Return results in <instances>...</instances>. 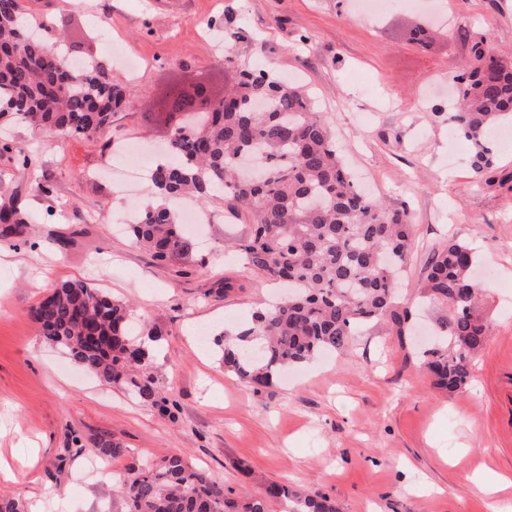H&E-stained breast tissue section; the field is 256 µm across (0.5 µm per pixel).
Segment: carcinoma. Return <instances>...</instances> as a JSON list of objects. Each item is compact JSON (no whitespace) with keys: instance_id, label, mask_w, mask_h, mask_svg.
I'll list each match as a JSON object with an SVG mask.
<instances>
[{"instance_id":"carcinoma-1","label":"carcinoma","mask_w":512,"mask_h":512,"mask_svg":"<svg viewBox=\"0 0 512 512\" xmlns=\"http://www.w3.org/2000/svg\"><path fill=\"white\" fill-rule=\"evenodd\" d=\"M457 77V110L448 122L470 142L476 175L491 182L492 130L512 124V61L474 47ZM172 107L184 120L170 140L171 159L151 173L157 203L130 229L158 260L187 256L193 244L179 224L176 203L218 192L252 219L234 244L245 264L291 292L256 311L251 322L224 331V370L255 391L279 373L323 353L347 349L357 329L385 321L406 334L409 312L396 306V284L409 260L414 228L407 211L366 193L336 150L330 126L302 86L263 71L242 70L210 112L199 96L175 86ZM127 107L109 69L75 66L34 34L18 0H0V116L26 120L46 134L96 137ZM475 248L448 240L423 269L420 296L447 309L441 341L422 352V364L441 389H463L470 358L492 332L477 308L486 292L474 278ZM44 340L65 350L82 369L138 399L156 403L149 352L131 334L129 307L82 281H65L27 311ZM96 453L118 460L127 449L101 438ZM127 512H268L288 499L290 512H335L319 493L300 494L272 482L243 501L191 465L178 450L124 469L116 484Z\"/></svg>"}]
</instances>
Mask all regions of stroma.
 Masks as SVG:
<instances>
[{
    "mask_svg": "<svg viewBox=\"0 0 512 512\" xmlns=\"http://www.w3.org/2000/svg\"><path fill=\"white\" fill-rule=\"evenodd\" d=\"M356 2L20 0L26 16L58 22L73 60L108 65L129 105L92 139L0 117V141L13 145L0 150V208L24 217L0 223V464L13 473L0 477V498L26 512H124L108 493L113 475L179 449L237 500L275 481L325 495L337 512H512V489L478 487L490 474L512 477V142L495 141L497 176L485 183L469 142L448 132L449 85L473 46L512 57V0H393L374 16ZM228 21L241 39H225ZM422 22L423 46L408 40ZM241 67L305 85L355 173L408 210L400 297L413 326L429 329L443 313L418 291L434 251L451 237L475 247L493 332L462 392L434 388L411 337L382 322L348 351L290 367L254 393L225 372L215 344L281 294L225 248L248 235L249 215L212 196L215 223L187 226L194 251L167 261L124 232L122 220L155 203L153 188L117 200L93 171L126 146L149 156L167 145L173 84L202 83L220 97ZM37 180L52 196L31 191ZM67 280L132 306L164 407L83 371L27 319ZM102 437L127 456L98 457Z\"/></svg>",
    "mask_w": 512,
    "mask_h": 512,
    "instance_id": "obj_1",
    "label": "stroma"
}]
</instances>
